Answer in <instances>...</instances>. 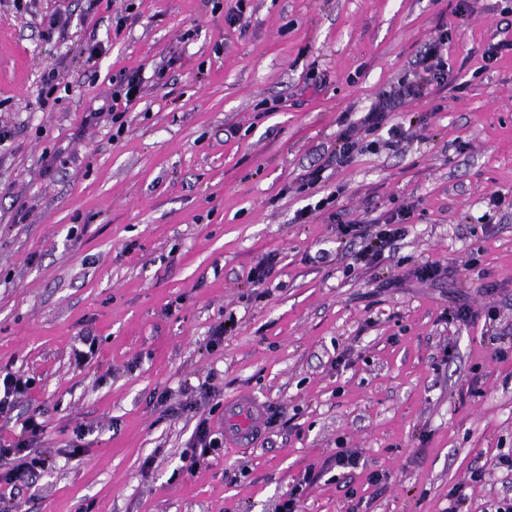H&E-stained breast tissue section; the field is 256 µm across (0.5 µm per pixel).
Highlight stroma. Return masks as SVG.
Here are the masks:
<instances>
[{
  "instance_id": "obj_1",
  "label": "stroma",
  "mask_w": 512,
  "mask_h": 512,
  "mask_svg": "<svg viewBox=\"0 0 512 512\" xmlns=\"http://www.w3.org/2000/svg\"><path fill=\"white\" fill-rule=\"evenodd\" d=\"M457 3L251 0L231 26L235 0H0V371L34 382L0 436L36 414L54 451L18 512H275L310 469L300 512H448L456 486L463 512H484L512 493L497 463L512 450V355L497 354L512 346V50L485 61L512 39V0ZM56 10L67 24L44 36ZM442 25L448 83L400 112L411 139L378 130L309 184L341 120L412 79ZM139 66L166 75L112 140L111 78ZM51 72L64 90L42 107ZM402 207L380 266L336 236L333 214ZM431 262L441 280L419 282ZM462 303L471 318L449 320ZM228 313L235 329L207 350ZM87 336L97 354L75 365ZM201 383L216 407L170 415ZM240 394L276 425L182 471L198 415L223 431ZM341 448L357 468L337 467Z\"/></svg>"
}]
</instances>
